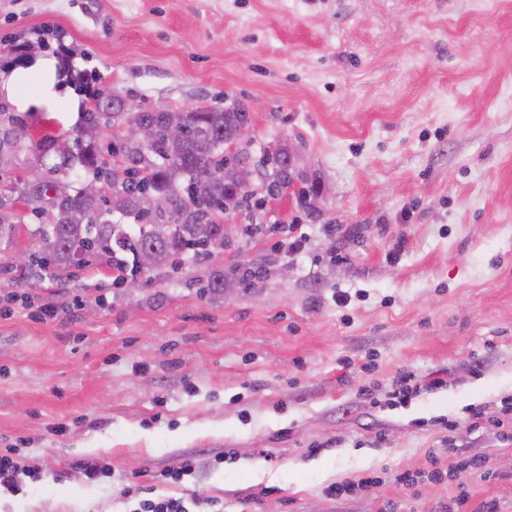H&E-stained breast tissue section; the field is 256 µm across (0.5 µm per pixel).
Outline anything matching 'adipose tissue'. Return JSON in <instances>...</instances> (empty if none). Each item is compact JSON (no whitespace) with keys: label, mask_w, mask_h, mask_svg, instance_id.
Listing matches in <instances>:
<instances>
[{"label":"adipose tissue","mask_w":512,"mask_h":512,"mask_svg":"<svg viewBox=\"0 0 512 512\" xmlns=\"http://www.w3.org/2000/svg\"><path fill=\"white\" fill-rule=\"evenodd\" d=\"M56 71L55 60H37L26 71L15 70L0 78V94L21 111L32 105L49 112L79 111L78 100L62 95L57 86Z\"/></svg>","instance_id":"1"}]
</instances>
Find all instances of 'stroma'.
<instances>
[{"instance_id": "stroma-1", "label": "stroma", "mask_w": 512, "mask_h": 512, "mask_svg": "<svg viewBox=\"0 0 512 512\" xmlns=\"http://www.w3.org/2000/svg\"><path fill=\"white\" fill-rule=\"evenodd\" d=\"M47 55L86 112L88 75L142 110L243 105L253 186L223 249L133 289L95 261L29 275L11 256L37 239L0 243V448L40 467L0 512H134L123 482L184 456L158 492L198 512H512V0H0V73ZM79 128L0 99L7 211L35 223L10 189ZM282 147L306 163L275 192ZM405 372L419 391L392 404ZM196 465L195 461L191 457H183L180 461L172 468H168L160 471L158 474L153 475L154 484L141 486L140 493L155 494L157 484L162 486L177 483L184 476H190L195 472Z\"/></svg>"}]
</instances>
